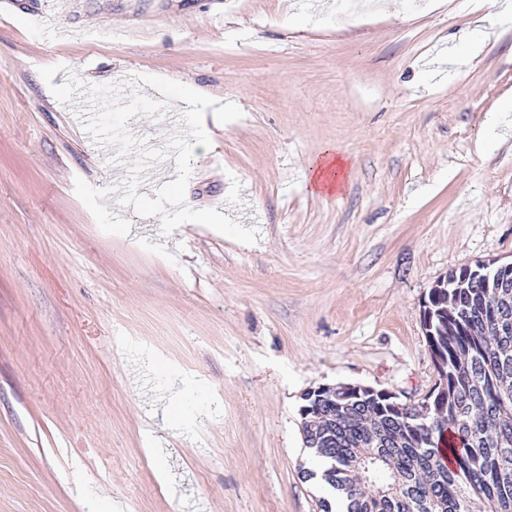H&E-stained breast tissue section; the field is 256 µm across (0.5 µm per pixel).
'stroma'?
<instances>
[{
  "label": "stroma",
  "mask_w": 512,
  "mask_h": 512,
  "mask_svg": "<svg viewBox=\"0 0 512 512\" xmlns=\"http://www.w3.org/2000/svg\"><path fill=\"white\" fill-rule=\"evenodd\" d=\"M65 36L0 0V512H320L300 395L360 383L418 402L429 289L512 262V17L482 0H70ZM483 29L475 57L458 46ZM61 65L52 83L39 74ZM138 73L220 102L186 202L244 227L135 215L100 230L75 178L108 164L50 84ZM343 185L317 191L326 146Z\"/></svg>",
  "instance_id": "stroma-1"
}]
</instances>
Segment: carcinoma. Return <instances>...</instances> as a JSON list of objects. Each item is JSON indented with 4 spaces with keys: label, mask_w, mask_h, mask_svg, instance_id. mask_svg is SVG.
Returning <instances> with one entry per match:
<instances>
[{
    "label": "carcinoma",
    "mask_w": 512,
    "mask_h": 512,
    "mask_svg": "<svg viewBox=\"0 0 512 512\" xmlns=\"http://www.w3.org/2000/svg\"><path fill=\"white\" fill-rule=\"evenodd\" d=\"M448 309L439 329L448 347V403L418 415L385 416L377 402H347L326 394L304 440L326 464L325 483L347 512H512V332L482 318L485 305L512 327V285L449 288L437 300Z\"/></svg>",
    "instance_id": "obj_1"
}]
</instances>
